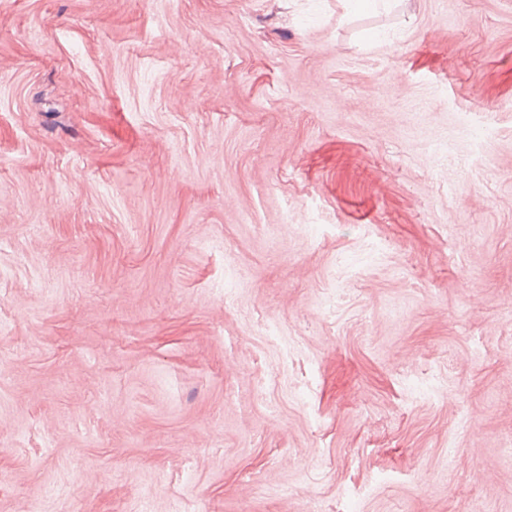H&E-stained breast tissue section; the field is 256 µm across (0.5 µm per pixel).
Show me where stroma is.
<instances>
[{"label": "stroma", "mask_w": 512, "mask_h": 512, "mask_svg": "<svg viewBox=\"0 0 512 512\" xmlns=\"http://www.w3.org/2000/svg\"><path fill=\"white\" fill-rule=\"evenodd\" d=\"M0 320V512H512V0H0Z\"/></svg>", "instance_id": "35a3bbf8"}]
</instances>
